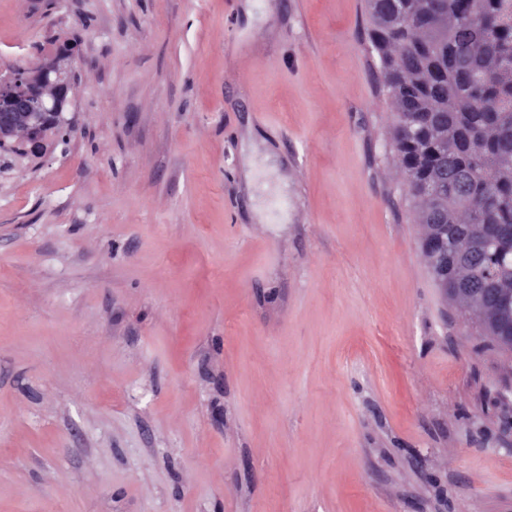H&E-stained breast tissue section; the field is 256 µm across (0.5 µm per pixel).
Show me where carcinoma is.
<instances>
[{
	"instance_id": "obj_1",
	"label": "carcinoma",
	"mask_w": 512,
	"mask_h": 512,
	"mask_svg": "<svg viewBox=\"0 0 512 512\" xmlns=\"http://www.w3.org/2000/svg\"><path fill=\"white\" fill-rule=\"evenodd\" d=\"M368 40L395 110L393 139L424 230L423 254L485 336L512 322V0H367ZM469 179L457 196L448 171Z\"/></svg>"
}]
</instances>
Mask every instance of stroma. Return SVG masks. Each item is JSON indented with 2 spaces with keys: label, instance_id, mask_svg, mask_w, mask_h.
<instances>
[{
  "label": "stroma",
  "instance_id": "stroma-1",
  "mask_svg": "<svg viewBox=\"0 0 512 512\" xmlns=\"http://www.w3.org/2000/svg\"><path fill=\"white\" fill-rule=\"evenodd\" d=\"M252 3L0 0V71L81 50L0 164V512H512V353L427 267L366 0Z\"/></svg>",
  "mask_w": 512,
  "mask_h": 512
}]
</instances>
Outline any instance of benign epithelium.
Returning a JSON list of instances; mask_svg holds the SVG:
<instances>
[{
	"label": "benign epithelium",
	"mask_w": 512,
	"mask_h": 512,
	"mask_svg": "<svg viewBox=\"0 0 512 512\" xmlns=\"http://www.w3.org/2000/svg\"><path fill=\"white\" fill-rule=\"evenodd\" d=\"M79 56V45L67 42L31 68L0 72V148L10 147L22 158L47 155L49 134L63 122L62 103Z\"/></svg>",
	"instance_id": "7a95c632"
}]
</instances>
